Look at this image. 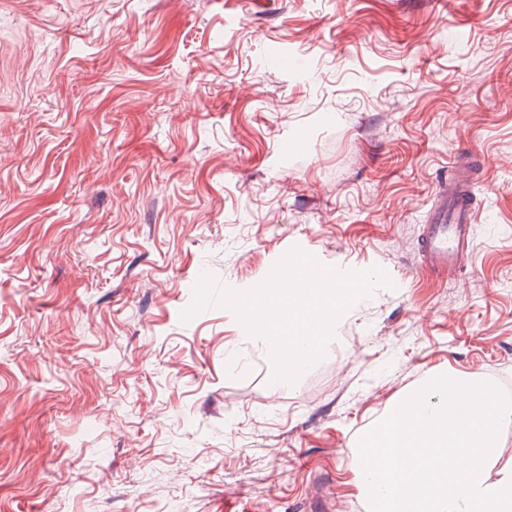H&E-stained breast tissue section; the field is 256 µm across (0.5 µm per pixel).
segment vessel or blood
Masks as SVG:
<instances>
[{"label":"vessel or blood","instance_id":"b4317fda","mask_svg":"<svg viewBox=\"0 0 512 512\" xmlns=\"http://www.w3.org/2000/svg\"><path fill=\"white\" fill-rule=\"evenodd\" d=\"M471 186L466 172H458L440 187V204L425 225L420 252L424 270L437 274L456 272L473 249Z\"/></svg>","mask_w":512,"mask_h":512}]
</instances>
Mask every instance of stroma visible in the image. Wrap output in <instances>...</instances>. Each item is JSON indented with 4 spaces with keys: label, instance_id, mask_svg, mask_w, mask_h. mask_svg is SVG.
<instances>
[{
    "label": "stroma",
    "instance_id": "35a3bbf8",
    "mask_svg": "<svg viewBox=\"0 0 512 512\" xmlns=\"http://www.w3.org/2000/svg\"><path fill=\"white\" fill-rule=\"evenodd\" d=\"M295 247L393 286L277 389L181 313ZM434 367L512 391V0H0V512H368L351 445ZM471 186L466 172L459 170L448 185L440 187L437 207L424 224L420 252L422 268L446 275L455 273L473 249Z\"/></svg>",
    "mask_w": 512,
    "mask_h": 512
}]
</instances>
